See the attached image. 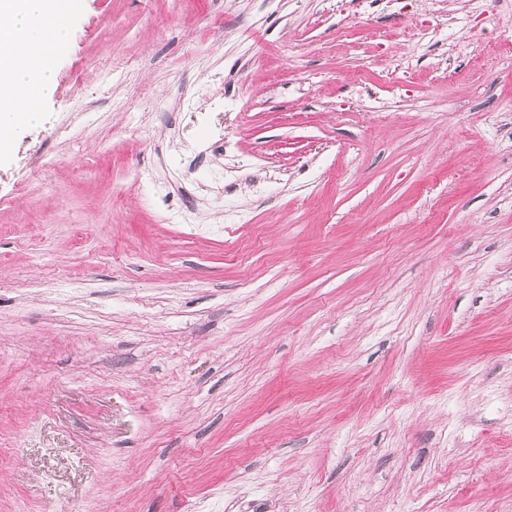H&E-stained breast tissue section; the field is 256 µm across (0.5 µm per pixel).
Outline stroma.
<instances>
[{"mask_svg":"<svg viewBox=\"0 0 512 512\" xmlns=\"http://www.w3.org/2000/svg\"><path fill=\"white\" fill-rule=\"evenodd\" d=\"M54 66L0 512H512V0H78Z\"/></svg>","mask_w":512,"mask_h":512,"instance_id":"1","label":"stroma"}]
</instances>
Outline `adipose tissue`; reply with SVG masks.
Wrapping results in <instances>:
<instances>
[{
	"label": "adipose tissue",
	"instance_id": "adipose-tissue-1",
	"mask_svg": "<svg viewBox=\"0 0 512 512\" xmlns=\"http://www.w3.org/2000/svg\"><path fill=\"white\" fill-rule=\"evenodd\" d=\"M76 0H0V152L16 130L41 123L31 105L55 90L51 57L65 45Z\"/></svg>",
	"mask_w": 512,
	"mask_h": 512
}]
</instances>
